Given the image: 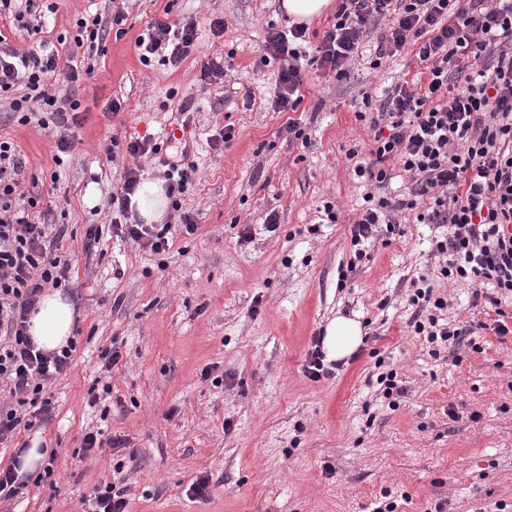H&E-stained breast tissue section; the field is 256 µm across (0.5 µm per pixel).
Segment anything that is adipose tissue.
Wrapping results in <instances>:
<instances>
[{
	"label": "adipose tissue",
	"mask_w": 512,
	"mask_h": 512,
	"mask_svg": "<svg viewBox=\"0 0 512 512\" xmlns=\"http://www.w3.org/2000/svg\"><path fill=\"white\" fill-rule=\"evenodd\" d=\"M74 314L73 305L61 291L46 292L37 312L30 319V334L38 347L52 351L66 346L72 336ZM362 339L360 322L339 315L330 320L325 328L323 350L327 359L340 361L352 355Z\"/></svg>",
	"instance_id": "1"
}]
</instances>
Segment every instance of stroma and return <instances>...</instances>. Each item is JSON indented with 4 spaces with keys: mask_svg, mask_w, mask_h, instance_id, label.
<instances>
[{
    "mask_svg": "<svg viewBox=\"0 0 512 512\" xmlns=\"http://www.w3.org/2000/svg\"><path fill=\"white\" fill-rule=\"evenodd\" d=\"M281 2L126 0L122 33H109L93 75L69 86L83 122L62 168L50 131L0 112V137L26 162L22 179L58 171L41 204L66 214L78 339L70 371L52 386V417L0 444L6 465L16 443H43L55 454L52 481L0 502V512H83L106 483L123 491L128 512H372L388 499L396 512H432L441 500L447 512H497L500 503L512 512V335L492 329V285L443 279L432 254L441 228L404 213L395 216L399 234L366 244L362 261L348 265L366 189L347 153L367 159L371 136L356 114L364 93L420 67L409 50L375 70L357 56L341 82L311 65L296 112L275 111L280 63L268 60L265 38L268 28H289ZM56 6L37 36L1 13L0 35L19 49L45 45L65 74L84 55L73 43L76 19L90 11L111 21L112 0ZM158 19L198 21L199 51L175 66L143 65L135 42ZM207 57L225 71L210 84L200 80ZM291 121L305 141L289 140ZM175 123L190 130L177 145L198 174L179 200L198 229L185 234L165 211L171 248L156 254L113 234L107 201L136 163L124 142L147 135L165 145ZM227 126L233 140L211 142ZM136 164L143 178L162 179L157 160ZM328 204L338 223L323 222ZM91 224L103 227V251L88 255L81 243ZM423 276L448 299L445 321L466 331L437 358L413 328L409 297ZM339 314L359 319L365 338L334 377L313 381V338ZM111 350L120 360L108 371ZM383 368L407 389L398 408L381 395ZM98 381L112 392L93 406ZM97 425L124 445L83 457L82 436ZM202 474L210 486L198 498L190 486Z\"/></svg>",
    "mask_w": 512,
    "mask_h": 512,
    "instance_id": "1",
    "label": "stroma"
}]
</instances>
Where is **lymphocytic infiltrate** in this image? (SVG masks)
Masks as SVG:
<instances>
[{
    "label": "lymphocytic infiltrate",
    "instance_id": "obj_1",
    "mask_svg": "<svg viewBox=\"0 0 512 512\" xmlns=\"http://www.w3.org/2000/svg\"><path fill=\"white\" fill-rule=\"evenodd\" d=\"M388 19L371 68L383 59L414 48L426 77L396 83L386 90L375 113L356 118L375 131L370 158L356 164L358 178L374 184L361 216L350 227L355 259L364 243L379 233H395L392 214L410 210L417 223L444 224L447 234L434 244L446 261L439 273L458 281H491L486 297L494 308L512 300V0H338L335 22L316 48L319 68L344 80L372 23ZM306 26L269 29L266 43L281 67L278 112L296 111L303 101ZM143 64L159 60L176 65L198 49L196 22L172 27L158 20L136 41ZM58 57L44 49L11 47L0 35V103L19 124H37L55 137V166H63L76 147L75 129L82 124L80 103L51 78ZM399 164L413 188L409 198L393 200L380 191ZM25 164L12 142L0 139V384L9 402L0 403V443L14 438L25 417L50 418L54 408L52 380L70 369L75 341L45 351L28 333L29 316L47 288L70 282L72 263L60 251L66 234L51 211L39 210L38 178L22 191ZM139 167L126 169L114 185L110 202L117 236L154 253L167 251V229L153 224H126L140 179ZM430 199L420 209V198ZM410 303L422 311L414 330L426 335L431 356L440 344L459 343L462 331L442 324L445 298L432 285L416 288Z\"/></svg>",
    "mask_w": 512,
    "mask_h": 512
}]
</instances>
